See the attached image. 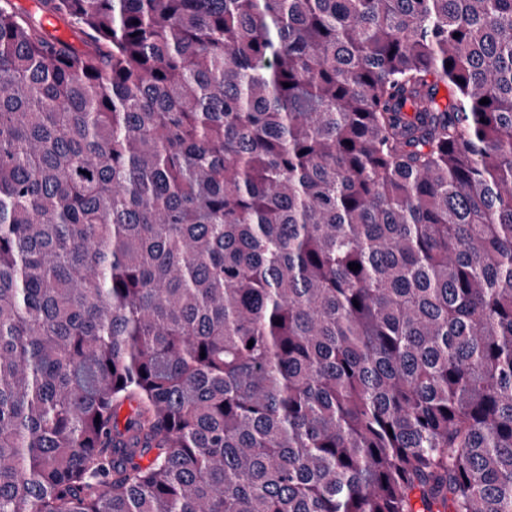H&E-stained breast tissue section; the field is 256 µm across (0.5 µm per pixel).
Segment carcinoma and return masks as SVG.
<instances>
[{"mask_svg":"<svg viewBox=\"0 0 512 512\" xmlns=\"http://www.w3.org/2000/svg\"><path fill=\"white\" fill-rule=\"evenodd\" d=\"M0 512H512V0H0Z\"/></svg>","mask_w":512,"mask_h":512,"instance_id":"1","label":"carcinoma"}]
</instances>
